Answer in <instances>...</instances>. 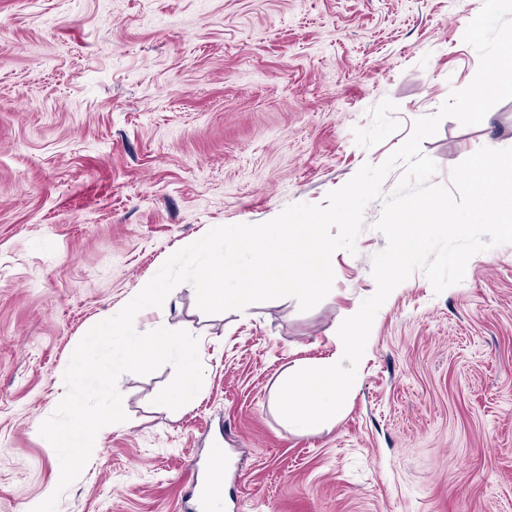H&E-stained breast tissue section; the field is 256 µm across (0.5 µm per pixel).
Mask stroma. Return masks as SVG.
Listing matches in <instances>:
<instances>
[{"mask_svg": "<svg viewBox=\"0 0 512 512\" xmlns=\"http://www.w3.org/2000/svg\"><path fill=\"white\" fill-rule=\"evenodd\" d=\"M482 0H0V512L60 477L39 433L86 332L177 246L211 228L325 204L383 163L474 78ZM512 147V99L422 142L436 183ZM365 210L314 308L285 297L202 312L188 284L168 323L199 340L201 390L154 404L172 366L126 373V421L102 434L57 512H188L192 458L240 472L220 512H512V244L435 293L422 272L378 310L332 428L300 434L273 403L288 368L336 349L374 294L386 246Z\"/></svg>", "mask_w": 512, "mask_h": 512, "instance_id": "1", "label": "stroma"}]
</instances>
